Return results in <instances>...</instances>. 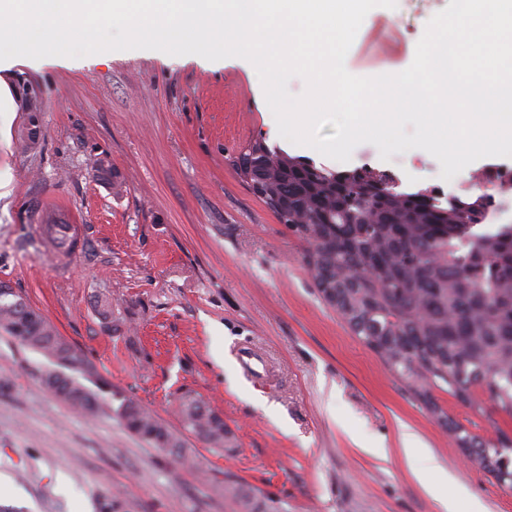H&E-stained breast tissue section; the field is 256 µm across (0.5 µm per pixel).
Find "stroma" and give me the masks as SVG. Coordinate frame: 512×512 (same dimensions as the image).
Segmentation results:
<instances>
[{
  "label": "stroma",
  "mask_w": 512,
  "mask_h": 512,
  "mask_svg": "<svg viewBox=\"0 0 512 512\" xmlns=\"http://www.w3.org/2000/svg\"><path fill=\"white\" fill-rule=\"evenodd\" d=\"M449 0H397L347 57L362 76L405 64L407 48ZM12 96L40 102L37 144L22 107L0 115V281L73 345L114 388L172 430L192 393L224 417V451L184 434L187 460L128 432L111 404L74 412L54 396L41 354L0 334V512H233L232 476L288 512H441L406 454L431 456L456 512H512L498 483L385 369L324 303L306 246L238 178L232 160L265 138L334 170L370 165L402 188L440 183L441 165L415 148L382 160L357 145L348 163L279 136L254 66L204 64L156 50L113 52L90 66L67 57L12 68ZM117 173L112 187L98 170ZM77 218L84 242L59 278L32 227ZM108 301L102 317L97 301ZM255 354L266 376L242 367ZM438 403L470 432L494 438L501 415ZM412 435L402 441V432Z\"/></svg>",
  "instance_id": "obj_1"
}]
</instances>
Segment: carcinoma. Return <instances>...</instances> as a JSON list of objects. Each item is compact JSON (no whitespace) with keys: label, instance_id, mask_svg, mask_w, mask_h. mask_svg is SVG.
<instances>
[{"label":"carcinoma","instance_id":"cac0c4a2","mask_svg":"<svg viewBox=\"0 0 512 512\" xmlns=\"http://www.w3.org/2000/svg\"><path fill=\"white\" fill-rule=\"evenodd\" d=\"M235 166L253 193L306 244L305 264L322 299L344 319L405 389L453 433L457 445L498 477L507 462L512 485V434L496 428L485 441L436 403L451 396L476 415L491 403L512 420V224L482 230L490 197H440L427 189L401 190L387 171L362 166L330 170L263 140L249 144ZM0 330L53 360L62 399L92 415L104 399L135 435L174 460L185 448L155 414L131 396L96 379L92 386L65 373L85 360L45 318L14 291H0ZM177 412L182 427L212 448L236 438L220 414L190 394ZM224 501L235 512H286L259 489L224 477Z\"/></svg>","mask_w":512,"mask_h":512}]
</instances>
